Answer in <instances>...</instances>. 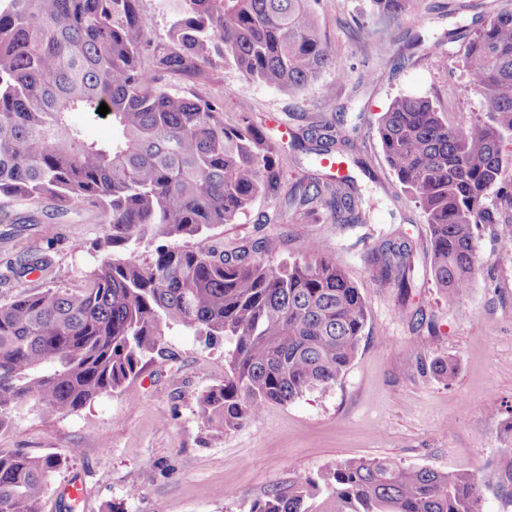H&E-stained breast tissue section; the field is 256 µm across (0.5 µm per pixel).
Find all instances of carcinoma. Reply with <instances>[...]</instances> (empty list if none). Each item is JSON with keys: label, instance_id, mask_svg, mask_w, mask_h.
I'll return each instance as SVG.
<instances>
[{"label": "carcinoma", "instance_id": "cac0c4a2", "mask_svg": "<svg viewBox=\"0 0 512 512\" xmlns=\"http://www.w3.org/2000/svg\"><path fill=\"white\" fill-rule=\"evenodd\" d=\"M313 0H172L168 41L143 39L152 17L140 0H0V197L41 204L25 217L42 224L82 210L104 226L100 258L79 288L49 286L0 305V430L4 414L34 402L49 415L121 390L145 359L163 355L165 329L180 326L206 345L229 337L224 384L199 402L215 433L257 419L336 384L355 357L367 323L361 289L313 240L276 261L281 239L234 248L210 231L235 224L259 196L280 192L275 149L238 104L241 122L198 90L158 85L167 72L198 85L208 69L231 65L271 88L301 93L336 65ZM390 23L416 0H371ZM467 86L487 104L484 118L450 125L427 97L399 96L377 120L384 160L421 208L430 270L448 305L469 294L478 270L475 228L501 224L512 236V8L475 30L462 59ZM110 112L112 140L84 136L73 116ZM290 146L328 167L358 166L348 140L313 125ZM308 214L330 208L341 224H366L355 178L299 182L289 193ZM151 235L168 244L142 264L119 256ZM193 239L191 247L180 239ZM377 278L404 298L413 288L410 248L386 242L372 252ZM25 250L10 273L49 269ZM59 461L0 451V512H42ZM495 481L468 473L352 459L298 476L248 512H483L491 489L512 503V448Z\"/></svg>", "mask_w": 512, "mask_h": 512}]
</instances>
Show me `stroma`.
<instances>
[{
	"label": "stroma",
	"mask_w": 512,
	"mask_h": 512,
	"mask_svg": "<svg viewBox=\"0 0 512 512\" xmlns=\"http://www.w3.org/2000/svg\"><path fill=\"white\" fill-rule=\"evenodd\" d=\"M511 1L417 0L411 13L387 25L370 0H317V21L345 80L328 71L318 86L297 95L232 66L210 70L204 93L223 97L228 124L238 120V102H247L252 122L277 150L283 186L325 175L311 156L291 149L292 136L343 118L354 154L371 168L356 176L372 205L368 224H335L322 213L302 218L283 198L263 196L239 223L213 234L228 248L275 235L287 254L303 240H316L361 288L368 305L364 335L336 385L268 405L255 421L221 435L208 431L198 404L223 383L230 344L205 347L177 326L164 336L168 357L147 361L123 390L54 416L37 405L11 413L0 431L1 450L60 461L43 512H65L62 488L74 479L86 491L75 512H248L252 501L296 475L353 458L492 479L497 455L512 448V244L500 225L477 227L480 269L469 295L448 305L429 273L423 213L382 157L377 119L399 95L428 97L452 123L483 115L487 106L467 87L460 54L475 14L491 16ZM455 27L461 33L449 39ZM101 235L95 212L85 210L52 232L34 227L0 241V305L46 285L81 286ZM389 238L411 248L414 286L404 301L377 281L365 259ZM24 249L46 256L49 273L5 278L8 263ZM419 311L425 324L416 321ZM439 358L455 364L451 382L434 374ZM228 488L233 497H225Z\"/></svg>",
	"instance_id": "1"
}]
</instances>
